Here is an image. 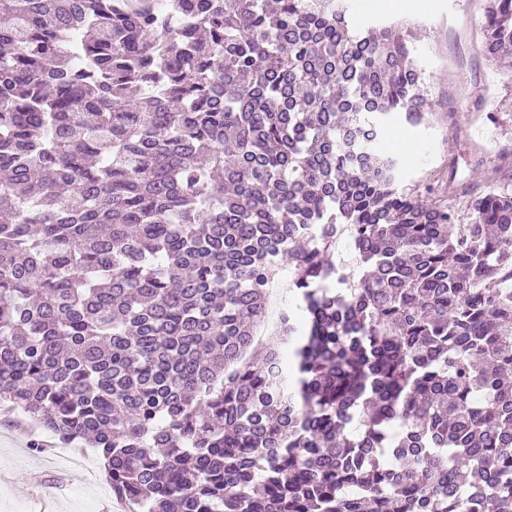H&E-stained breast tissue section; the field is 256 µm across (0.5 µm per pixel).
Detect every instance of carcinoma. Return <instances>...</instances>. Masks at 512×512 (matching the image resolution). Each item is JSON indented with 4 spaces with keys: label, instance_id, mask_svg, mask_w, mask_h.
<instances>
[{
    "label": "carcinoma",
    "instance_id": "obj_1",
    "mask_svg": "<svg viewBox=\"0 0 512 512\" xmlns=\"http://www.w3.org/2000/svg\"><path fill=\"white\" fill-rule=\"evenodd\" d=\"M350 9L0 0V403L138 512H512V189L398 188L417 25Z\"/></svg>",
    "mask_w": 512,
    "mask_h": 512
}]
</instances>
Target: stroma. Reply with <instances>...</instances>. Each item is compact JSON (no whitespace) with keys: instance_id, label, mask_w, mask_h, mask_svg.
I'll list each match as a JSON object with an SVG mask.
<instances>
[{"instance_id":"1","label":"stroma","mask_w":512,"mask_h":512,"mask_svg":"<svg viewBox=\"0 0 512 512\" xmlns=\"http://www.w3.org/2000/svg\"><path fill=\"white\" fill-rule=\"evenodd\" d=\"M485 0H427L415 9L372 8L356 0L354 26L370 17L412 21L415 55L425 72L431 105L425 125L388 126L404 147L402 188L445 194L450 167L474 169L512 184V58L495 61L481 50ZM0 512H133L118 501L98 451L64 442L21 410L0 419Z\"/></svg>"}]
</instances>
